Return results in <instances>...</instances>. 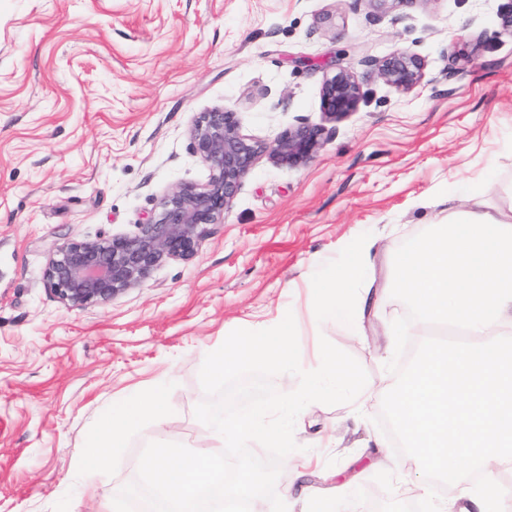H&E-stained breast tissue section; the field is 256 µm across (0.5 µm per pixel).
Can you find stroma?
Here are the masks:
<instances>
[{
    "label": "stroma",
    "mask_w": 512,
    "mask_h": 512,
    "mask_svg": "<svg viewBox=\"0 0 512 512\" xmlns=\"http://www.w3.org/2000/svg\"><path fill=\"white\" fill-rule=\"evenodd\" d=\"M512 0H0V512H101L137 477L161 431L192 439L207 352L236 329L293 314L300 356L320 339L368 375L366 407L308 405L299 451L276 492L288 512H461L468 498L415 480L383 420L388 391L423 345L388 287L390 250L441 217L439 193L512 208ZM420 56L423 82L401 92L371 60ZM346 68L363 100L306 167L260 159L191 259H168L112 302L75 307L45 285L55 246L131 235L167 190L204 185L188 130L200 113H236L243 133L273 141L322 120L325 75ZM369 243V300L355 326L318 318L325 273ZM173 384L167 428L146 419L105 470L79 466L113 400Z\"/></svg>",
    "instance_id": "35a3bbf8"
}]
</instances>
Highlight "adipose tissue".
Listing matches in <instances>:
<instances>
[{
	"label": "adipose tissue",
	"mask_w": 512,
	"mask_h": 512,
	"mask_svg": "<svg viewBox=\"0 0 512 512\" xmlns=\"http://www.w3.org/2000/svg\"><path fill=\"white\" fill-rule=\"evenodd\" d=\"M447 213L412 247L390 254V273L424 328L452 332L427 342L392 394V430L427 474L468 490L481 479L473 512H491L494 464L512 463V210L486 211L441 197ZM366 274L364 253L321 287L332 302L322 316L351 319ZM173 418L167 382L130 394L101 415L81 460L100 472L109 449L125 445L142 418Z\"/></svg>",
	"instance_id": "1"
}]
</instances>
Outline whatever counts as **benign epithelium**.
Returning <instances> with one entry per match:
<instances>
[{
  "mask_svg": "<svg viewBox=\"0 0 512 512\" xmlns=\"http://www.w3.org/2000/svg\"><path fill=\"white\" fill-rule=\"evenodd\" d=\"M372 74L408 92L424 79L425 62L397 49L374 60ZM361 100V84L352 71L340 68L325 75L324 121H344ZM188 136L194 153L211 171L209 181L169 189L158 200L157 213L131 236L72 239L57 246L47 261L45 283L62 302L78 307L109 303L141 286L164 260L194 257L209 226L224 222L226 209L261 157L281 167L305 166L323 148L327 128L304 121L284 130L272 143L262 144L242 133L236 113L215 108L200 113Z\"/></svg>",
  "mask_w": 512,
  "mask_h": 512,
  "instance_id": "obj_1",
  "label": "benign epithelium"
}]
</instances>
